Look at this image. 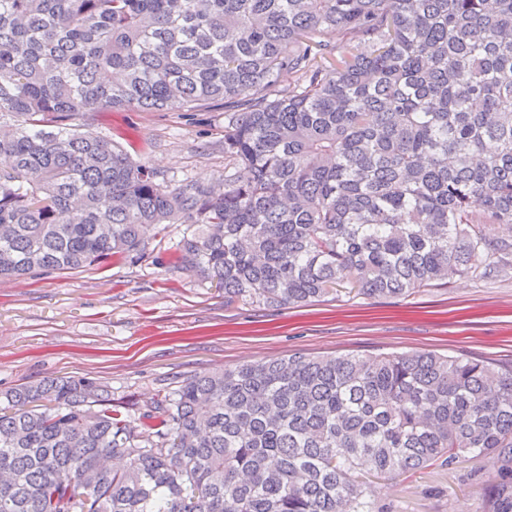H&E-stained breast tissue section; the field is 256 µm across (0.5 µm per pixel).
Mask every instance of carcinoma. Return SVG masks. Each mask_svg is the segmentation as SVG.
<instances>
[{
    "instance_id": "carcinoma-1",
    "label": "carcinoma",
    "mask_w": 512,
    "mask_h": 512,
    "mask_svg": "<svg viewBox=\"0 0 512 512\" xmlns=\"http://www.w3.org/2000/svg\"><path fill=\"white\" fill-rule=\"evenodd\" d=\"M288 74V86L281 84ZM224 110V183L171 189L95 112ZM0 278L168 258L224 300L400 298L512 256V0H0ZM96 378L4 394L0 512H373L362 477L494 454L512 367L243 364L130 420Z\"/></svg>"
}]
</instances>
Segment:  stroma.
<instances>
[{
  "instance_id": "stroma-1",
  "label": "stroma",
  "mask_w": 512,
  "mask_h": 512,
  "mask_svg": "<svg viewBox=\"0 0 512 512\" xmlns=\"http://www.w3.org/2000/svg\"><path fill=\"white\" fill-rule=\"evenodd\" d=\"M91 127L156 169L171 187L224 177V114L112 110ZM191 230H148L137 264L0 278V393L57 376L94 377L136 411L186 378L244 363L307 356L434 352L512 365V269L454 278L407 297L340 295L304 307L228 303L222 289L168 268ZM501 463L463 458L363 486L376 512H488Z\"/></svg>"
}]
</instances>
